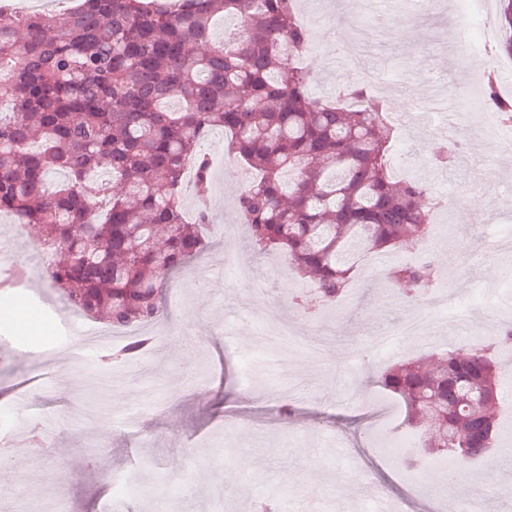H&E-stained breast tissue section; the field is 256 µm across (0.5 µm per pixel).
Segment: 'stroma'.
<instances>
[{"label":"stroma","mask_w":512,"mask_h":512,"mask_svg":"<svg viewBox=\"0 0 512 512\" xmlns=\"http://www.w3.org/2000/svg\"><path fill=\"white\" fill-rule=\"evenodd\" d=\"M309 2L318 20L309 27L304 64L317 78L315 96L334 97L339 77L349 74L353 24L372 15L387 30L375 53L389 78L400 77L417 49L425 67L401 92L385 93L389 111L414 112L439 84L481 86L487 79L484 69L465 66L451 36L457 0H443L442 12L417 0ZM455 123L461 160L428 162L431 137L413 125L395 157L443 199L462 180L483 203L429 250L440 285L464 296L474 284L491 289L500 282L502 256L482 226L512 213V179L476 121L461 115ZM241 171L233 160L213 166L208 204L223 235L199 259L215 276L212 287L172 280L162 314L169 333L132 367L101 370L96 347L83 336L104 323L67 307L51 289L30 282L18 290L27 307L44 310L50 339L44 330L17 335L6 315L15 300L0 302V512H42L46 502L55 512H257L272 495L288 512H368L405 499L411 512H434L435 502L412 495L404 473L384 462L381 446L397 437L405 409L377 380L393 363L456 347L459 322L478 333L487 312L472 308L461 320L435 312L426 342L405 341L366 365L348 361L349 347L370 346L379 328L410 314L402 286L362 267L342 306H319L309 282L279 273L271 257L248 248L236 218ZM39 243L37 227L0 220V245L9 250L0 267L52 265ZM232 258L255 270L250 285L236 281L226 265ZM261 321L289 322L304 348L321 340L322 363L260 343ZM285 404L295 409L291 417L280 413ZM32 419L44 424L40 449L27 431ZM511 471L512 453L493 452L489 463L465 471L454 496L485 500L486 512H512V495L500 490Z\"/></svg>","instance_id":"1"}]
</instances>
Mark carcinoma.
<instances>
[{
  "mask_svg": "<svg viewBox=\"0 0 512 512\" xmlns=\"http://www.w3.org/2000/svg\"><path fill=\"white\" fill-rule=\"evenodd\" d=\"M224 17V40H211ZM494 55L512 57V0H499ZM309 30L295 0H82L64 14L0 10V212L41 227L59 253L41 278L72 307L114 328L162 311L166 278L204 252L214 132L256 174L237 201L251 249L280 254L328 305L348 295L370 256L427 236L444 200L393 176L396 131L364 81L329 100L297 63ZM175 99L179 105L168 109ZM512 123V98L492 79L473 103ZM199 204L192 219L182 196ZM387 277L413 301L436 286L434 261H392ZM154 336H133L99 361L132 363ZM491 342L395 363L380 383L406 408L402 430L439 464L486 459L495 446L499 384ZM467 449L462 456L457 449Z\"/></svg>",
  "mask_w": 512,
  "mask_h": 512,
  "instance_id": "cac0c4a2",
  "label": "carcinoma"
}]
</instances>
